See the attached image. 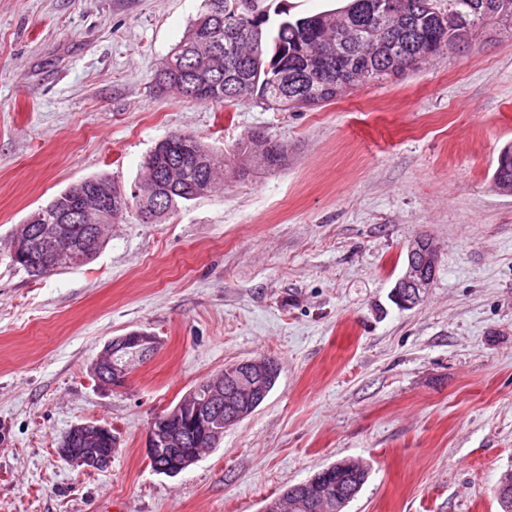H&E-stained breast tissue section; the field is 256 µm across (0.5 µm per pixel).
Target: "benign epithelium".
<instances>
[{"instance_id":"7a95c632","label":"benign epithelium","mask_w":512,"mask_h":512,"mask_svg":"<svg viewBox=\"0 0 512 512\" xmlns=\"http://www.w3.org/2000/svg\"><path fill=\"white\" fill-rule=\"evenodd\" d=\"M408 260L402 275L394 285V297L403 307L412 308L424 297L430 288L433 276L429 267L437 266L438 256L436 247L431 241L423 238L415 240L408 247ZM135 346L131 358L126 364L130 365L138 358H145L154 349V337L144 332H131L117 336L104 346L102 353L94 364V370L106 372L112 370L111 356H122L128 352V347ZM274 366L264 358L243 360L211 379L209 399L214 407L224 406V422L211 426L214 439H219L223 425L239 421L250 414L267 396V379L273 374ZM200 399L197 393H188L175 407L176 415H191L199 417ZM110 433L109 427L101 424L80 423L72 426L61 441L57 451L69 464L81 470L90 471L107 467L111 463L113 449L92 448L98 437ZM82 447L77 448L75 444ZM188 445L187 434L182 431L158 432L154 429L147 431L144 442V453L155 455L166 449L171 455H176V449ZM315 478L297 486L299 499L310 508L316 507L317 483Z\"/></svg>"}]
</instances>
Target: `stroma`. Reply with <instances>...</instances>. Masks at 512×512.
Wrapping results in <instances>:
<instances>
[{
    "label": "stroma",
    "instance_id": "35a3bbf8",
    "mask_svg": "<svg viewBox=\"0 0 512 512\" xmlns=\"http://www.w3.org/2000/svg\"><path fill=\"white\" fill-rule=\"evenodd\" d=\"M202 0H0V512H262L353 458L370 475L347 512H501L512 471V194L492 182L512 143V31L314 110L196 102L156 75ZM256 129L285 164H245ZM174 132L227 164L220 187L159 222L128 209L88 265L33 278L10 234L70 184L131 191ZM439 254L423 301L391 294L409 245ZM156 337L107 389L113 337ZM280 375L217 448L170 478L144 453L153 417L225 366ZM121 447L84 472L56 448L75 424Z\"/></svg>",
    "mask_w": 512,
    "mask_h": 512
}]
</instances>
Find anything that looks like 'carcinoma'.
<instances>
[{
  "label": "carcinoma",
  "instance_id": "1",
  "mask_svg": "<svg viewBox=\"0 0 512 512\" xmlns=\"http://www.w3.org/2000/svg\"><path fill=\"white\" fill-rule=\"evenodd\" d=\"M434 0H351L340 12H322L305 17L290 15L270 27L258 0H203L183 38L157 74L162 88L176 85L183 95L197 102L234 103L255 100L269 108L293 110L326 105L355 87L381 83L404 75L428 58L461 43L493 22L512 26V0H448L454 25H438ZM234 13L237 46L226 43L224 15ZM214 43L223 58L220 70L210 69L204 40ZM239 153L269 169L286 160L283 145L261 131L243 139ZM146 172L138 193L126 194L107 177L87 178L69 185L42 207L45 217L55 220L68 209L77 192L97 184L112 191L114 209L91 216L102 225L117 223L134 206L150 221L179 204L213 191L217 172L224 169V155L211 150L195 136L171 134L159 141L143 161ZM499 189L512 190V145L502 149L494 173ZM67 256L62 267L83 266L98 255L104 241L91 243V225L62 224ZM50 243L32 235L27 252L14 264L32 277L31 269L41 250ZM158 430H180L186 423L169 413L152 421ZM190 448H210L207 420L191 429ZM369 478L363 467L356 472L335 468L331 492L320 499L318 512H344Z\"/></svg>",
  "mask_w": 512,
  "mask_h": 512
}]
</instances>
